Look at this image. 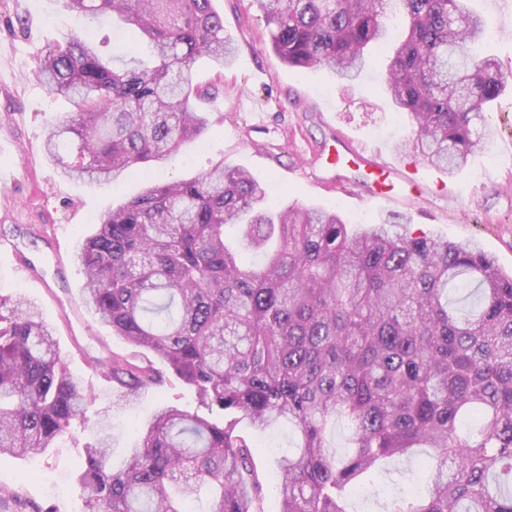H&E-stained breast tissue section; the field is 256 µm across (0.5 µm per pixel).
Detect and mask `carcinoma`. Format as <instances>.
Segmentation results:
<instances>
[{
  "label": "carcinoma",
  "instance_id": "carcinoma-1",
  "mask_svg": "<svg viewBox=\"0 0 512 512\" xmlns=\"http://www.w3.org/2000/svg\"><path fill=\"white\" fill-rule=\"evenodd\" d=\"M281 63L355 81L386 54L384 90L410 121L405 145L452 176L491 137L505 92L489 30L468 0H256ZM105 17L153 63L117 68L74 35L40 61L44 84L76 104L44 149L69 180L113 183L198 139L190 105L202 58L235 46L213 0H65ZM74 255L84 301L112 333L151 351L207 413L160 404L114 470L108 435L83 449L85 512H264L267 478L242 426L286 423L299 451L279 458L277 512H348L387 459H415L426 487L378 512H512V274L471 242L416 235L386 216L355 229L322 207L278 206L248 171L221 164L149 184L98 218ZM473 286L469 310L448 299ZM100 372L125 397L166 382L114 353ZM85 400L35 304L0 297V454L55 447ZM346 420L343 454L328 436Z\"/></svg>",
  "mask_w": 512,
  "mask_h": 512
}]
</instances>
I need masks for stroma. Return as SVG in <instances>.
Returning <instances> with one entry per match:
<instances>
[{"mask_svg":"<svg viewBox=\"0 0 512 512\" xmlns=\"http://www.w3.org/2000/svg\"><path fill=\"white\" fill-rule=\"evenodd\" d=\"M470 2L492 29L486 53L503 72L512 71V0ZM215 3L237 51L224 71L205 60L195 65L198 81L210 91L208 98L191 101L207 119L205 132L153 174L135 169L116 184L88 186L63 180L43 149L72 106L48 93L38 61L71 34L88 35L108 56L119 54L131 38L108 23L88 27L62 0H0V170L12 174L0 183V236L17 239L21 250L17 256L0 252V295L39 305L70 372L88 394L83 421L74 422L55 448L34 458L0 456V512H44L52 506L84 512L75 469L83 449L96 440L87 421L107 415L111 460L118 467L158 403L192 412L201 408L194 390L171 373L162 389L120 402L118 389L96 367L115 353L136 363L149 354L114 335L86 305L85 278L74 254L100 214L141 193L149 177L188 179L222 163L236 165L275 188L279 205L317 204L352 224L399 214L412 232L477 242L512 272V91L489 114L495 134L488 146L451 177L397 150L411 129L382 89L380 64L351 85L322 70L284 65L272 51L256 0ZM344 140L389 163L399 179L415 177L419 193L399 196L395 183L393 200L369 199L375 187L369 167L336 168L324 157ZM21 255L39 259L41 280L18 273Z\"/></svg>","mask_w":512,"mask_h":512,"instance_id":"1","label":"stroma"}]
</instances>
